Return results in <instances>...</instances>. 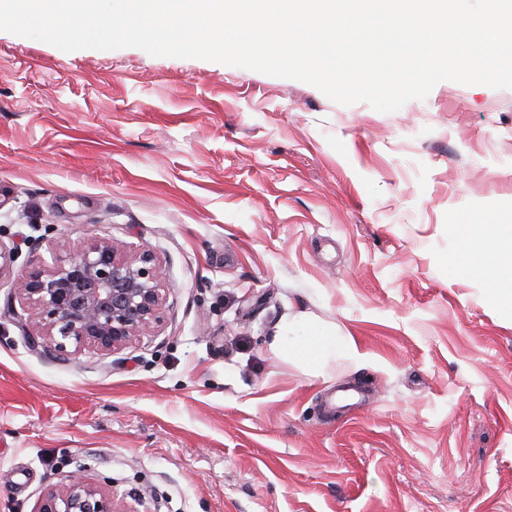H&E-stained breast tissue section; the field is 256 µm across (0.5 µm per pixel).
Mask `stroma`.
<instances>
[{"label": "stroma", "mask_w": 512, "mask_h": 512, "mask_svg": "<svg viewBox=\"0 0 512 512\" xmlns=\"http://www.w3.org/2000/svg\"><path fill=\"white\" fill-rule=\"evenodd\" d=\"M512 225V90L384 113L137 48L0 31V512L82 470L130 512H512V311L454 225ZM160 259L165 322L31 347L17 274L89 239ZM354 336L329 375L280 327Z\"/></svg>", "instance_id": "obj_1"}]
</instances>
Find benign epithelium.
<instances>
[{
    "label": "benign epithelium",
    "instance_id": "benign-epithelium-1",
    "mask_svg": "<svg viewBox=\"0 0 512 512\" xmlns=\"http://www.w3.org/2000/svg\"><path fill=\"white\" fill-rule=\"evenodd\" d=\"M159 262L148 247L128 250L122 242L91 239L58 255L45 269L21 272L13 298L29 306L43 333L29 335L33 346L66 351L85 346L104 353L124 348L140 336H153L164 321L166 293L158 276ZM62 341H55L54 334ZM37 512H128L107 487L71 472L46 490Z\"/></svg>",
    "mask_w": 512,
    "mask_h": 512
}]
</instances>
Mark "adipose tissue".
I'll return each mask as SVG.
<instances>
[{
    "label": "adipose tissue",
    "instance_id": "obj_1",
    "mask_svg": "<svg viewBox=\"0 0 512 512\" xmlns=\"http://www.w3.org/2000/svg\"><path fill=\"white\" fill-rule=\"evenodd\" d=\"M482 241V249H474L475 241ZM462 258L461 272L488 279L494 286L492 300L512 301V226L482 222L464 225L458 238ZM290 326H282L274 337L271 348L280 358L293 357L308 363L319 374L338 360L353 365L367 363L369 353L363 351L351 335L333 330L321 331L317 336L292 337Z\"/></svg>",
    "mask_w": 512,
    "mask_h": 512
}]
</instances>
